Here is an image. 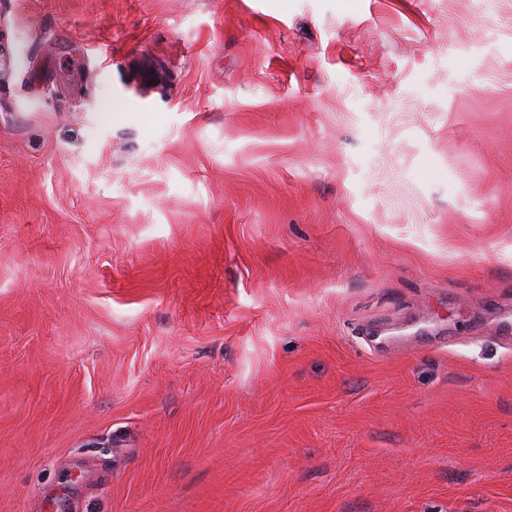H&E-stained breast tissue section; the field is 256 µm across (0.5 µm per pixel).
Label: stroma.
<instances>
[{
  "instance_id": "35a3bbf8",
  "label": "stroma",
  "mask_w": 512,
  "mask_h": 512,
  "mask_svg": "<svg viewBox=\"0 0 512 512\" xmlns=\"http://www.w3.org/2000/svg\"><path fill=\"white\" fill-rule=\"evenodd\" d=\"M0 512H512V0H0Z\"/></svg>"
}]
</instances>
